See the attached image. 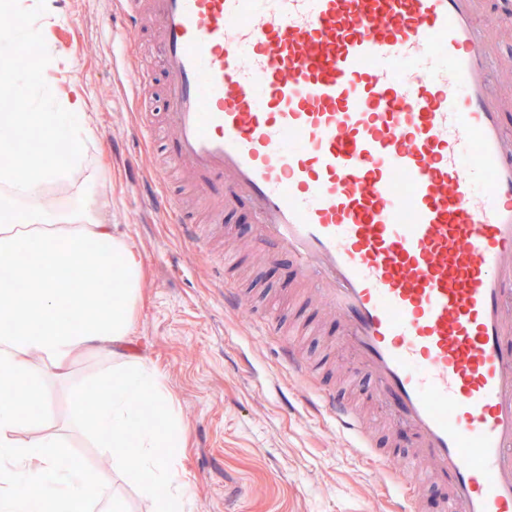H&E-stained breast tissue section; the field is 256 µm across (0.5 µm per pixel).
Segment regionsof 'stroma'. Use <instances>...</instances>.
Listing matches in <instances>:
<instances>
[{"label": "stroma", "instance_id": "obj_1", "mask_svg": "<svg viewBox=\"0 0 512 512\" xmlns=\"http://www.w3.org/2000/svg\"><path fill=\"white\" fill-rule=\"evenodd\" d=\"M14 6L15 17L40 40L31 58L44 47L55 54L51 67L39 69L38 83L62 96L79 89L87 102L89 169L105 184L115 230L132 245L144 274L128 347L164 375L181 411L180 468L190 512H394L400 485L419 512H448L446 491L422 492L407 469L410 433L387 429L380 418L388 407L365 400L371 378L345 375L351 359L336 347L338 322L324 300L293 288L288 255L267 262L246 235L249 207H238L223 224L203 225L195 253L181 225L145 206V187L176 133L167 126L149 141L135 136L141 109L112 70L109 33L121 22L112 0H14ZM222 280L242 298L237 311L224 309ZM285 337L318 365L323 383L357 400L365 421L376 424V447L399 451L394 472L347 447L311 407V390L279 362ZM70 455L113 483L128 512H147V501L117 479L93 441L74 435Z\"/></svg>", "mask_w": 512, "mask_h": 512}]
</instances>
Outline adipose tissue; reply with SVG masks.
<instances>
[{"label": "adipose tissue", "mask_w": 512, "mask_h": 512, "mask_svg": "<svg viewBox=\"0 0 512 512\" xmlns=\"http://www.w3.org/2000/svg\"><path fill=\"white\" fill-rule=\"evenodd\" d=\"M38 93L40 106L20 120L0 119V381L15 394L0 400V512H72L81 502L89 512H126L96 470L64 465L72 430L96 439L150 512H186L182 417L160 371L127 351L141 265L114 232L106 191L86 168L91 129L82 96L66 100L69 150L56 162L47 141L58 94L48 86ZM25 132L42 135L45 146L20 150ZM89 257L98 268L91 283L77 274ZM82 354L104 363L75 381L68 369ZM56 383L72 395L62 428L38 413ZM96 392L104 398L94 404Z\"/></svg>", "instance_id": "obj_1"}]
</instances>
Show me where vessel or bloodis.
<instances>
[{
    "label": "vessel or blood",
    "mask_w": 512,
    "mask_h": 512,
    "mask_svg": "<svg viewBox=\"0 0 512 512\" xmlns=\"http://www.w3.org/2000/svg\"><path fill=\"white\" fill-rule=\"evenodd\" d=\"M484 0H112L149 16L178 132L149 207L201 238L163 190L189 172L213 223L240 202L341 322L352 372L448 486L451 512H512V98L490 86ZM134 99L151 74L113 54ZM289 370L315 368L290 341ZM342 437L366 428L315 391Z\"/></svg>",
    "instance_id": "obj_1"
}]
</instances>
